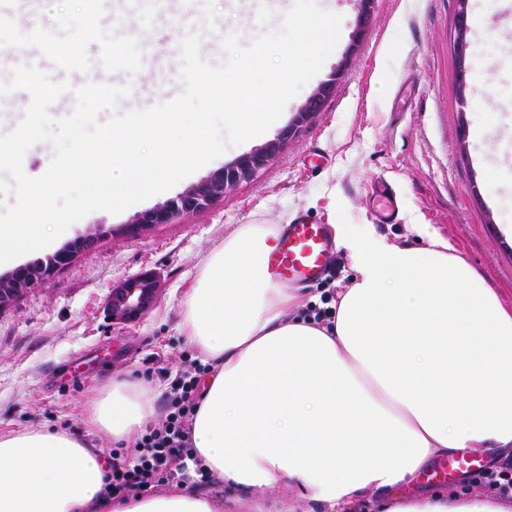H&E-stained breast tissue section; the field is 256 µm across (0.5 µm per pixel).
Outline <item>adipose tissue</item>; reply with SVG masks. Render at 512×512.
Wrapping results in <instances>:
<instances>
[{
	"mask_svg": "<svg viewBox=\"0 0 512 512\" xmlns=\"http://www.w3.org/2000/svg\"><path fill=\"white\" fill-rule=\"evenodd\" d=\"M278 224H240L208 249L179 330L211 370L190 425L195 459L251 512H512L500 496L403 494L446 456L512 449V307L449 240L414 225L417 247L373 228L333 231L353 274L324 323L267 259ZM152 384L113 378L82 412L88 434L120 442L157 414ZM109 460L86 437L0 435V512H224L189 485L109 498Z\"/></svg>",
	"mask_w": 512,
	"mask_h": 512,
	"instance_id": "1",
	"label": "adipose tissue"
}]
</instances>
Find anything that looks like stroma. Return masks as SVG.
I'll return each instance as SVG.
<instances>
[{"label": "stroma", "mask_w": 512, "mask_h": 512, "mask_svg": "<svg viewBox=\"0 0 512 512\" xmlns=\"http://www.w3.org/2000/svg\"><path fill=\"white\" fill-rule=\"evenodd\" d=\"M341 14L340 40L317 78L284 108L276 127L230 147L168 191L121 214L95 211L79 220L74 237L92 227H116L132 215L164 203L204 180L212 171L274 138L297 109L335 69L355 27L357 0H315ZM264 0H184L179 13L161 15L158 0L135 5L112 21L94 22L83 0H42L31 31L80 41L90 65L86 81L99 79L101 50L118 42L127 57L149 51L170 59L159 72L148 65L126 68L130 94L113 113L169 101L180 83L183 38L201 36L200 53L213 64L226 60L222 39L237 33L242 44L279 29L260 21ZM455 0H376L374 21L336 85L335 94L253 181L240 184L215 206L161 224L137 236L115 235L81 253L41 288L0 311V433L47 428L79 433L80 413L97 388L118 372L148 367L181 370L196 358L178 330L182 301L206 251L237 224H286L305 214L323 224H370L389 242L418 245L413 225L427 224L451 240L458 252L512 303V162L499 151L512 144V63L501 48V33L470 39L466 97L456 90L452 45ZM78 40V39H77ZM390 187L398 209L392 223L379 220L373 199ZM331 272L310 284L303 308H317L347 282L351 270L336 250ZM155 271L161 287L139 320L111 318L107 303L114 287L142 271ZM512 476V452L483 457L480 467L453 475L419 473V491H449L468 485L489 491L486 469Z\"/></svg>", "instance_id": "obj_1"}]
</instances>
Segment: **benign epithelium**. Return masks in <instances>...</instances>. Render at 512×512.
Listing matches in <instances>:
<instances>
[{"label": "benign epithelium", "mask_w": 512, "mask_h": 512, "mask_svg": "<svg viewBox=\"0 0 512 512\" xmlns=\"http://www.w3.org/2000/svg\"><path fill=\"white\" fill-rule=\"evenodd\" d=\"M468 8L469 0H456V38L453 43V54L456 74L459 76L463 74L466 67L470 50V43L465 35L469 16ZM374 11L375 0H358L356 31L352 36V43L336 66V71L312 92L294 115L291 123L274 139L213 171L201 183L188 188L176 197L136 214L124 226V231L128 234H136L158 224H172L181 216L213 206L224 200V195L238 185L254 180L260 171L282 152L295 132L315 117L322 102L334 93L348 60L358 49L360 36L372 24ZM158 288L157 276L147 271L112 290L108 302L112 318L125 322L139 320L153 302Z\"/></svg>", "instance_id": "benign-epithelium-1"}]
</instances>
